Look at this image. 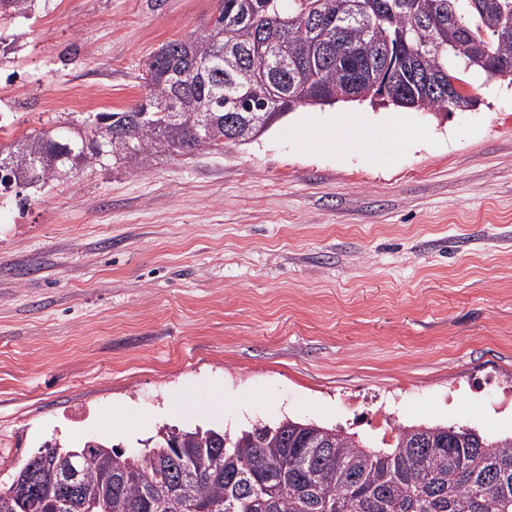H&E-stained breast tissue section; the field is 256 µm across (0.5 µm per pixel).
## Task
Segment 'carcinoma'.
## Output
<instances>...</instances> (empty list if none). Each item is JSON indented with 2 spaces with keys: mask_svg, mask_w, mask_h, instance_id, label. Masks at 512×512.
<instances>
[{
  "mask_svg": "<svg viewBox=\"0 0 512 512\" xmlns=\"http://www.w3.org/2000/svg\"><path fill=\"white\" fill-rule=\"evenodd\" d=\"M33 0H0V19L28 17ZM194 37L162 44L150 57L145 96L123 112H99L93 143L40 131L0 144V187L43 186L112 160L145 169L158 153L190 154L233 142L255 118L305 105L371 101L448 113L472 102L448 97V78L467 83L491 59L512 83V0H217ZM426 56L420 79L370 71L383 48ZM76 453L80 499L54 495L32 512H512V435L442 424H398L392 442L370 447L350 433L286 418L237 435L165 427L138 455L86 441L46 444L20 470H40ZM195 475L178 476L188 456ZM21 491L0 485V512H21Z\"/></svg>",
  "mask_w": 512,
  "mask_h": 512,
  "instance_id": "1",
  "label": "carcinoma"
}]
</instances>
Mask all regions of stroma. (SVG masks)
<instances>
[{
	"label": "stroma",
	"mask_w": 512,
	"mask_h": 512,
	"mask_svg": "<svg viewBox=\"0 0 512 512\" xmlns=\"http://www.w3.org/2000/svg\"><path fill=\"white\" fill-rule=\"evenodd\" d=\"M214 0H36L0 20V142L145 94L161 44ZM439 119L307 106L246 144L94 167L0 197V484L44 441L127 453L159 427L284 418L369 445L393 425L512 433V85L468 74ZM404 116L377 166L348 127ZM218 386L224 413L173 407ZM124 409L135 420L102 429Z\"/></svg>",
	"instance_id": "1"
}]
</instances>
